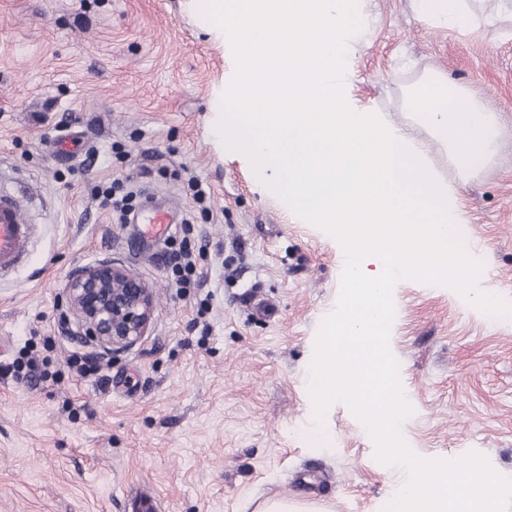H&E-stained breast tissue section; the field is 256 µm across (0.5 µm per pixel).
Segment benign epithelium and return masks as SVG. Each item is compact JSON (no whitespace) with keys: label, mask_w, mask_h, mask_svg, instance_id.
Listing matches in <instances>:
<instances>
[{"label":"benign epithelium","mask_w":512,"mask_h":512,"mask_svg":"<svg viewBox=\"0 0 512 512\" xmlns=\"http://www.w3.org/2000/svg\"><path fill=\"white\" fill-rule=\"evenodd\" d=\"M67 305L77 329L114 354L140 343L155 313L152 288L125 266L109 261L72 274Z\"/></svg>","instance_id":"1"}]
</instances>
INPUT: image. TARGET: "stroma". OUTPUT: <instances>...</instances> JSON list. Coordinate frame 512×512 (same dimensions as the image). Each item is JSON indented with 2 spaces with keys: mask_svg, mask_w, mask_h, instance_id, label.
I'll return each instance as SVG.
<instances>
[{
  "mask_svg": "<svg viewBox=\"0 0 512 512\" xmlns=\"http://www.w3.org/2000/svg\"><path fill=\"white\" fill-rule=\"evenodd\" d=\"M466 6L475 26L461 33L371 0L347 93L400 121L403 87L436 68L494 112L500 150L463 189V246L480 257L479 292L512 304V0ZM234 72L231 47L180 0H0V174L36 228L28 264L0 277V364L32 357L43 373L0 377V512H126L146 488L157 512H259L282 497L394 512L404 471L376 459L346 404L317 420L308 392L340 292L336 247L210 142L213 92ZM116 181L133 194L122 220L95 195ZM156 209L170 230L142 241ZM185 237L206 245L191 288L167 257ZM103 259L156 301L145 339L112 357L75 336L65 302L70 273ZM393 299L409 447L474 450L512 477V314L489 319L417 281Z\"/></svg>",
  "mask_w": 512,
  "mask_h": 512,
  "instance_id": "stroma-1",
  "label": "stroma"
}]
</instances>
